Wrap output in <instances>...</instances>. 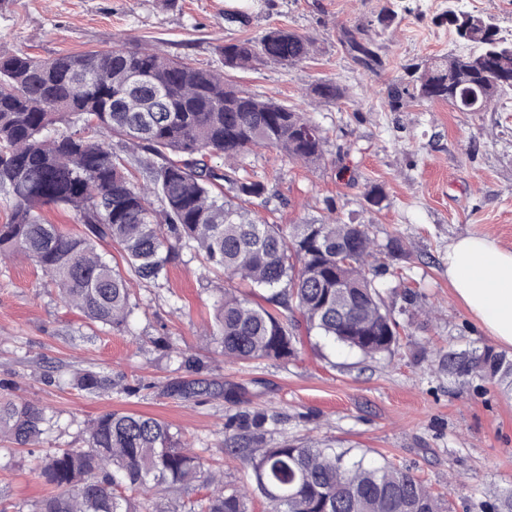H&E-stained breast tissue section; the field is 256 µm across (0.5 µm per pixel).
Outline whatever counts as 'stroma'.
Returning <instances> with one entry per match:
<instances>
[{
  "label": "stroma",
  "instance_id": "35a3bbf8",
  "mask_svg": "<svg viewBox=\"0 0 512 512\" xmlns=\"http://www.w3.org/2000/svg\"><path fill=\"white\" fill-rule=\"evenodd\" d=\"M392 16L389 28L377 20ZM448 0H0V52L61 53L148 43L166 55L223 69L217 47L285 27L313 42L310 59L266 64L230 78L244 88L307 110L327 132L323 160L307 165L272 149L249 155L267 175L269 198L257 212L284 224L327 217L368 225L377 245L399 237L404 253L386 258L380 284L397 298L400 276L414 280L425 312L400 316L392 355L372 360L313 335L295 357L244 364L224 358L207 332L222 280L183 253L162 285L131 281L135 303L126 327L91 323L64 306L39 268L23 255L0 259V394L31 401L56 425L29 450L0 442V512H28L51 490L35 468L59 448L85 445L88 424L124 410L160 418L190 448L224 468L225 483H249L246 466L224 454L235 408L220 395L167 394L181 369L177 351L196 355L202 375L241 388L247 407L276 412L271 438H313L354 456L409 470L450 512H502L512 496V395L441 370L443 353L494 348L512 356L455 296L448 245L479 235L512 249V99L481 112L447 103L411 102L391 111L389 83L408 66L459 53L447 23ZM370 25L382 65L364 71L340 42L343 29ZM335 79V104L310 102V86ZM384 200H365L371 188ZM92 369L112 390L91 397L73 384Z\"/></svg>",
  "mask_w": 512,
  "mask_h": 512
}]
</instances>
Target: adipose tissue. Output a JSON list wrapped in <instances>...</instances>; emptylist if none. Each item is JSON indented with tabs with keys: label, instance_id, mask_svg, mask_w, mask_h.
<instances>
[{
	"label": "adipose tissue",
	"instance_id": "adipose-tissue-1",
	"mask_svg": "<svg viewBox=\"0 0 512 512\" xmlns=\"http://www.w3.org/2000/svg\"><path fill=\"white\" fill-rule=\"evenodd\" d=\"M448 279L483 328L512 346V250L486 236L458 238L448 246Z\"/></svg>",
	"mask_w": 512,
	"mask_h": 512
}]
</instances>
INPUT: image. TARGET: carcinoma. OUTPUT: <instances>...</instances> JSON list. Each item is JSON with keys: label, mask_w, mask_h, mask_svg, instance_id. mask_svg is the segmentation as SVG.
Masks as SVG:
<instances>
[{"label": "carcinoma", "mask_w": 512, "mask_h": 512, "mask_svg": "<svg viewBox=\"0 0 512 512\" xmlns=\"http://www.w3.org/2000/svg\"><path fill=\"white\" fill-rule=\"evenodd\" d=\"M468 51L418 64L394 82L388 106L445 101L479 112L512 95V49L482 15L448 20ZM340 42L364 69L379 65L368 28L342 31ZM313 43L284 28L217 46L224 67L264 62L293 66ZM320 102L346 97L333 80L310 87ZM66 126L63 132L58 125ZM94 125L95 133L84 135ZM131 144L112 151V138ZM323 129L296 105L262 98L224 79V72L173 59L149 44L41 59L0 54V258L22 254L60 300L105 327L128 324V280H168L184 250L204 269L248 288L224 289L213 341L224 358L245 363L297 354L299 313L306 333L374 358L393 351L399 322L377 286L384 273L369 225L341 217L275 224L248 206L268 195V179L240 164L255 147L292 161L317 163ZM227 160L224 168L211 159ZM70 210L83 233L45 222L41 209ZM117 250L123 266L99 250ZM402 311H418L419 294L399 284ZM442 367L463 380L480 377L512 392V358L491 349L448 352ZM74 385L95 395L112 389L97 371ZM184 398L222 394L238 406V390L207 380H176ZM275 413L239 409L224 435V455L247 464L252 491L227 487L220 471L185 448L182 435L155 417L112 411L88 425L87 447L60 449L39 465L54 492L34 512H151L150 491L214 487L188 512H250L252 494L266 512H443L442 499L409 471L354 457L316 440L271 443ZM52 417L34 402L0 397V440L33 447Z\"/></svg>", "instance_id": "cac0c4a2"}]
</instances>
